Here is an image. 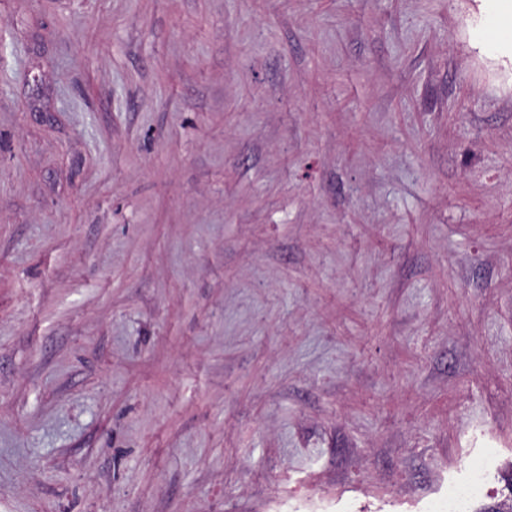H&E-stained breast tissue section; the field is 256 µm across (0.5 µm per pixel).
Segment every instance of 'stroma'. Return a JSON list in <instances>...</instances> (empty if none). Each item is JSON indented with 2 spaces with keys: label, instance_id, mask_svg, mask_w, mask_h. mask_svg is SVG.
Segmentation results:
<instances>
[{
  "label": "stroma",
  "instance_id": "obj_1",
  "mask_svg": "<svg viewBox=\"0 0 512 512\" xmlns=\"http://www.w3.org/2000/svg\"><path fill=\"white\" fill-rule=\"evenodd\" d=\"M487 432L512 0H0V512H422Z\"/></svg>",
  "mask_w": 512,
  "mask_h": 512
}]
</instances>
